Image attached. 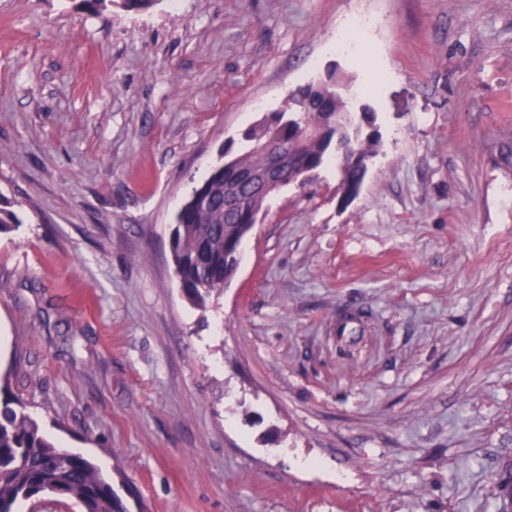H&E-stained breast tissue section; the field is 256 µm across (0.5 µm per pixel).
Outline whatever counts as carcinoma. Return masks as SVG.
<instances>
[{"instance_id": "1", "label": "carcinoma", "mask_w": 512, "mask_h": 512, "mask_svg": "<svg viewBox=\"0 0 512 512\" xmlns=\"http://www.w3.org/2000/svg\"><path fill=\"white\" fill-rule=\"evenodd\" d=\"M96 11L121 7L148 10L157 0H80ZM338 76L290 91L271 121L255 125L233 148V167L215 166L196 186L179 209L171 232V255L180 289L201 306L213 292L224 290V272L233 251L243 240L246 226L256 224L269 197L257 183L233 178L235 169L256 168L264 158L255 142L273 139L288 144V168L280 174L290 185L305 171L314 172L330 160L333 149L348 146L356 158L336 165V197L361 190L370 160L379 152L376 116L368 106L369 127L362 128L354 106L336 93ZM51 494L57 501H74L81 512H129L126 503L100 469L88 458L63 454L42 433L20 399L0 403V512H14L20 501L38 500ZM499 512H512V461L499 480Z\"/></svg>"}]
</instances>
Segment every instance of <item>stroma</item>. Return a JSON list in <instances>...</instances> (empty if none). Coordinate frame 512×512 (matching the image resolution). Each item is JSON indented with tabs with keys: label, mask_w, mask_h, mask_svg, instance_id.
<instances>
[{
	"label": "stroma",
	"mask_w": 512,
	"mask_h": 512,
	"mask_svg": "<svg viewBox=\"0 0 512 512\" xmlns=\"http://www.w3.org/2000/svg\"><path fill=\"white\" fill-rule=\"evenodd\" d=\"M0 0V401L131 512H495L512 460V0ZM369 21L344 45L352 18ZM336 69L378 116L267 205L205 309L173 218ZM157 1L159 0H80V3L98 12L109 6L121 7L126 11H142L150 9Z\"/></svg>",
	"instance_id": "1"
}]
</instances>
